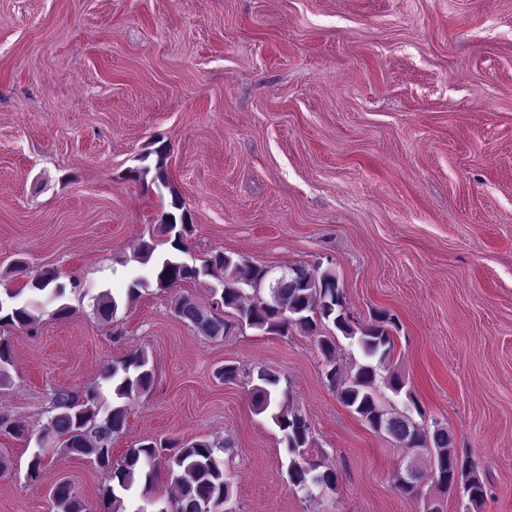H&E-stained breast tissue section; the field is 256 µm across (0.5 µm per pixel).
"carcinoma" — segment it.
<instances>
[{
    "label": "carcinoma",
    "instance_id": "carcinoma-1",
    "mask_svg": "<svg viewBox=\"0 0 512 512\" xmlns=\"http://www.w3.org/2000/svg\"><path fill=\"white\" fill-rule=\"evenodd\" d=\"M172 206L181 214L163 215L159 230L171 241L175 253L154 263L153 282L157 289L167 291L202 276L213 277L222 284L217 303L224 310V317L212 318L192 296L180 295L174 302L179 319L214 339L228 336L241 323L266 334L286 336L297 328L317 337L324 357L323 376L341 402L374 431L391 436L398 447L403 448L408 443L410 448L420 452L434 449L432 469L437 490L463 494L467 498L465 512H480L486 496L485 484L473 464L459 462V454L448 440V429L437 422L431 430L423 428L408 413L389 409L378 398L379 370L389 365L395 347L393 331L398 329V323L393 315L382 311L371 323L355 327L347 311L344 291L330 269L310 270L299 265L295 276L278 282L269 278L265 266L222 251L212 253L199 267H189L177 253L186 250L185 240L191 232V224L179 196L172 198ZM56 281L55 271L45 269L32 280V289L46 292L56 300L64 293V287ZM147 286V281H134L123 299L109 292L94 296L93 307L98 318L111 322L121 303L135 301L139 290ZM246 287L257 295L256 304L243 303ZM19 296L18 292L9 293L7 300H0L1 385L8 381L7 367L13 360L10 341L1 331L29 328L37 320L35 303L22 302ZM328 323L353 341L362 356V361H353L348 374L341 378L337 376L335 336L319 333ZM247 377L256 412L270 413L273 423L283 432L291 485L308 496L315 490L335 489V472L322 468V463L307 456V448L312 446L310 423L292 402L290 390L280 388V376L261 367ZM153 379L148 355L134 351L122 362L106 367L103 384L86 390L80 397L65 389L55 390L49 417L50 447L35 451L28 465V480L38 481L46 453L59 450L91 457L107 473L110 484L102 490L107 512H127L126 496L134 491L139 492L140 499L134 512H233L227 508L233 498V488L224 477V464L217 455V445L211 441L172 444L175 451L165 458V466L174 493L166 499H158L153 494L160 450L164 445L142 442L127 449L121 459L112 460V439L125 429L128 403L147 391ZM104 384L112 393L110 407L105 406L101 393ZM420 481V471L412 468L408 470L407 484L400 485L399 489L411 498H421ZM53 498L57 512H85L82 501L66 483L55 487Z\"/></svg>",
    "mask_w": 512,
    "mask_h": 512
}]
</instances>
